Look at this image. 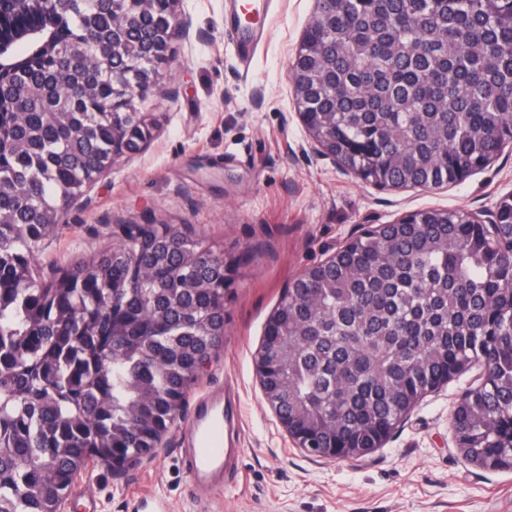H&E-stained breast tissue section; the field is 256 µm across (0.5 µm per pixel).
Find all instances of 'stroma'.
<instances>
[{"label": "stroma", "mask_w": 512, "mask_h": 512, "mask_svg": "<svg viewBox=\"0 0 512 512\" xmlns=\"http://www.w3.org/2000/svg\"><path fill=\"white\" fill-rule=\"evenodd\" d=\"M234 0H179L192 23L160 69L172 98L143 104L154 136L118 162L41 240L35 258L66 268L116 246L118 224H172L234 261L224 340L191 386L184 416L153 459L75 479L71 512H512V469L465 459L450 416L468 375L427 394L381 448L325 460L292 445L267 405L253 355L270 313L305 268L363 230L425 210L488 213L512 193V144L485 169L439 188H380L314 155L289 68L315 0H266L264 34L243 56L224 32ZM230 399L241 454L230 483L191 487L182 461L195 410Z\"/></svg>", "instance_id": "stroma-1"}]
</instances>
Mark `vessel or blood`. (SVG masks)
Here are the masks:
<instances>
[{
  "mask_svg": "<svg viewBox=\"0 0 512 512\" xmlns=\"http://www.w3.org/2000/svg\"><path fill=\"white\" fill-rule=\"evenodd\" d=\"M226 31L242 54H250L261 38L259 31L241 27L228 17ZM236 451L229 435V417L225 399L213 398L209 409L200 414L192 428L191 446L184 449V467L196 486L225 482L233 467Z\"/></svg>",
  "mask_w": 512,
  "mask_h": 512,
  "instance_id": "obj_1",
  "label": "vessel or blood"
}]
</instances>
